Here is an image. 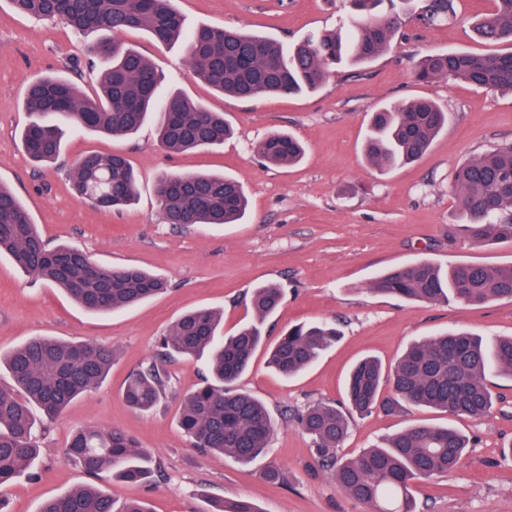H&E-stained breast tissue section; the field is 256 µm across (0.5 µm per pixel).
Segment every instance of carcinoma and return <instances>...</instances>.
I'll return each instance as SVG.
<instances>
[{"mask_svg":"<svg viewBox=\"0 0 512 512\" xmlns=\"http://www.w3.org/2000/svg\"><path fill=\"white\" fill-rule=\"evenodd\" d=\"M495 8L478 17L474 29L488 44L512 46V0H494ZM383 0H351L369 18L350 19L331 31L309 35L288 46L275 39L231 28L187 27L171 0H10L14 11L37 19H60L73 31L128 30L150 33L160 44L181 43L186 61L215 91L241 100L269 94L316 91L345 61L366 62L383 54L397 29L395 16L380 14ZM455 16L454 0H426L423 20ZM91 53L109 59L99 91L83 94L61 76L31 83L25 108L31 117L21 134L29 157L53 161L66 131L125 136L152 123L161 145L180 153L224 144L231 127L224 113L213 112L181 92H160L162 76L139 51L107 40ZM416 78L452 79L478 88L512 93V51L493 54L434 53L415 66ZM448 125V113L433 100L417 98L388 104L371 116L365 136L367 161L381 171L417 161ZM259 157L274 166L299 163L304 146L292 135L272 131L257 145ZM78 198L102 210L135 201L136 175L122 154L88 153L73 172ZM460 223L456 237L473 245L512 242V143L497 146L459 167L450 183ZM155 193L169 224H237L248 201L230 176L203 172L164 174ZM7 255L29 274L63 289L80 307L107 313L136 306L166 291V281L136 266L104 267L79 250L49 248L18 197L0 184V256ZM376 293L431 304L458 301L471 305L512 299V264L488 267L451 264L442 269L415 261L376 277ZM283 299V290L266 284L253 289L252 320L224 335L222 313L199 308L179 316L161 336L158 357L132 372L123 398L133 409H154L170 389L168 363L206 358L209 378L186 394L178 423L193 447L239 464L263 455L276 425L267 406L253 395L230 388L263 347V325ZM326 323L289 329L269 349L268 364L284 377L309 368L336 340ZM114 349L92 343L34 337L14 349L6 364L13 380L0 387V486L22 476L39 448L36 427L59 416L74 400L90 394L105 379ZM490 376L512 378V336L486 341L466 331H451L412 343L386 367L374 356L350 370L345 397L358 414L375 409L396 413L406 405L426 407L452 418L480 419L495 407L486 384ZM389 388V395L383 389ZM310 437L319 466L336 486L368 512H420L413 481L451 474L473 440L456 427L417 423L342 460L339 448L348 434L342 407L316 402L297 414ZM66 461L90 477L103 473L127 482L147 480L152 458L130 435L113 428H80L63 450ZM38 512H151L144 501L117 506L99 488L86 485L45 500ZM215 512H261L250 499L224 501Z\"/></svg>","mask_w":512,"mask_h":512,"instance_id":"obj_1","label":"carcinoma"}]
</instances>
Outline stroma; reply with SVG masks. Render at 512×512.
<instances>
[{
  "mask_svg": "<svg viewBox=\"0 0 512 512\" xmlns=\"http://www.w3.org/2000/svg\"><path fill=\"white\" fill-rule=\"evenodd\" d=\"M425 0H395L400 28L376 59L341 66L317 92L242 101L215 95L197 79L182 47L163 46L148 33L121 34L163 73L164 90L180 91L223 113L235 133L223 147L166 152L153 126L120 138L90 132L70 134L59 158L39 164L25 152L20 131L27 87L50 75L74 77L93 95L103 68L84 52L96 34H75L57 20L15 13L0 0V184L30 211L44 241L66 244L104 266L135 265L164 277L166 294L134 308L93 314L80 309L51 284L0 256V354L34 336L114 347L112 367L90 395L74 401L41 429L33 477L0 489L9 512H37L49 497L87 483L82 470L62 459V449L80 428H119L134 436L160 468L149 483L104 476L99 487L116 503L145 500L152 512H212L215 502L252 499L261 512H364L318 467L310 439L292 417L315 401H341L345 376L359 358L393 363L414 341L446 329L484 338L512 336V299L485 305L408 303L370 289L381 272L423 260L440 266L512 263V242L471 245L448 234L457 206L448 186L467 160L512 142V95L453 80L417 81L413 65L435 52L492 53L468 20L487 12L491 0H456L452 20L426 24ZM188 26L236 27L296 43L337 28L351 13L349 0H172ZM418 97L436 100L450 116L447 129L416 162L391 171L369 165L363 152L367 124L382 105ZM282 129L306 147L290 168L265 166L255 152L270 131ZM127 156L140 195L119 212L80 202L69 174L85 153ZM165 171H211L237 179L250 202L240 224H169L155 196ZM274 283L284 291L278 311L264 326L267 342L296 324L329 321L341 336L304 373L283 378L257 356L236 383L262 400L277 422L266 454L248 465L193 448L177 424L183 397L204 380L205 361L169 367L171 390L151 412L122 399L129 375L153 358L158 340L183 312L223 311L224 330L251 318L250 291ZM499 400L478 420H449L443 413L405 406L389 415H352L340 450L350 457L412 424L455 423L475 437L462 466L451 476L416 482L413 494L426 512H512V378L489 377ZM287 475L283 485L261 478L269 465Z\"/></svg>",
  "mask_w": 512,
  "mask_h": 512,
  "instance_id": "1",
  "label": "stroma"
}]
</instances>
